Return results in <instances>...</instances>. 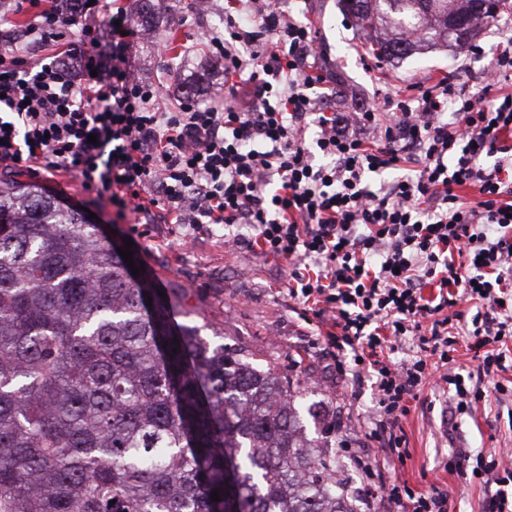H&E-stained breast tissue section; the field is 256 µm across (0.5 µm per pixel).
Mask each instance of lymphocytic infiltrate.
<instances>
[{
	"label": "lymphocytic infiltrate",
	"instance_id": "1",
	"mask_svg": "<svg viewBox=\"0 0 512 512\" xmlns=\"http://www.w3.org/2000/svg\"><path fill=\"white\" fill-rule=\"evenodd\" d=\"M82 14L63 56L32 52L70 24L53 9L0 47L1 171H63L117 218L219 224L225 245L291 263L289 296L331 314L336 370L371 379L370 434L397 458L429 377L453 386L461 415L485 399L481 377L512 372V51L479 87L444 79L386 111L339 112L310 23L271 0H224V29L207 41L230 96L170 108L129 62L125 7L93 0ZM463 337L469 381L444 371ZM446 467L485 484L484 512H512L511 466L456 452ZM364 488L388 512H448L446 493L379 472Z\"/></svg>",
	"mask_w": 512,
	"mask_h": 512
}]
</instances>
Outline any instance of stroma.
<instances>
[{
    "mask_svg": "<svg viewBox=\"0 0 512 512\" xmlns=\"http://www.w3.org/2000/svg\"><path fill=\"white\" fill-rule=\"evenodd\" d=\"M130 14L134 35L130 62L139 76L156 84L166 102L194 96L201 103L223 98L224 72L203 71L209 52L201 41L208 27L223 28L224 0H152V18H141L140 0H121ZM69 12L67 0H40L38 7L16 9L14 0H0V37L17 38L34 22L38 9ZM306 17L321 43L322 65L344 86L336 96L343 111L362 105H383L406 94L410 85L441 78L457 86L475 85L498 51L512 38V12L501 13L476 40L473 51L454 54L435 51L400 62L377 60L364 46L361 33L341 13L336 0H306ZM195 90H188V83ZM19 180L45 185L81 207H91L104 231L132 240L145 266L153 269L166 288L188 291V320L203 324L202 335L217 343L247 350L258 367H271L308 392V402L321 403L336 417L340 478L363 484L366 470H379L383 455L375 442L356 434L357 423H370L377 406L370 381L336 372V349L326 336L327 320L308 311L288 295L291 264L266 256L257 248L230 251L224 230L203 231L160 219L142 223L127 214L116 221L112 208L91 205V195L71 175L22 172ZM451 398L445 385L422 386L410 413L402 421L408 456L397 466V478L421 491L438 489L451 499V512H481L484 489L445 470L454 449L464 448L485 459L499 448L512 447V404L488 395L483 406L449 419Z\"/></svg>",
    "mask_w": 512,
    "mask_h": 512,
    "instance_id": "35a3bbf8",
    "label": "stroma"
}]
</instances>
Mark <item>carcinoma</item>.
Instances as JSON below:
<instances>
[{
    "instance_id": "carcinoma-1",
    "label": "carcinoma",
    "mask_w": 512,
    "mask_h": 512,
    "mask_svg": "<svg viewBox=\"0 0 512 512\" xmlns=\"http://www.w3.org/2000/svg\"><path fill=\"white\" fill-rule=\"evenodd\" d=\"M338 5L391 60L470 48L512 0ZM187 316L81 209L0 182V512H359L306 435L336 418Z\"/></svg>"
}]
</instances>
